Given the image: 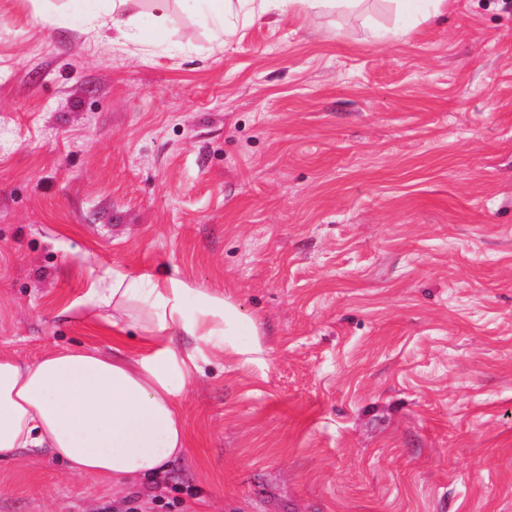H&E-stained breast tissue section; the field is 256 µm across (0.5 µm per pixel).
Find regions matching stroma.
<instances>
[{"instance_id":"stroma-1","label":"stroma","mask_w":512,"mask_h":512,"mask_svg":"<svg viewBox=\"0 0 512 512\" xmlns=\"http://www.w3.org/2000/svg\"><path fill=\"white\" fill-rule=\"evenodd\" d=\"M0 0V355L110 352L108 268L229 296L258 361L189 382L188 450L111 485L0 462V512H512V0L238 20L124 50ZM400 2L399 6L405 10L410 18L413 20H430L441 13V7L445 0H428L425 8H420L417 5L419 0H395Z\"/></svg>"}]
</instances>
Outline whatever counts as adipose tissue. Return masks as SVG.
Listing matches in <instances>:
<instances>
[{
    "label": "adipose tissue",
    "mask_w": 512,
    "mask_h": 512,
    "mask_svg": "<svg viewBox=\"0 0 512 512\" xmlns=\"http://www.w3.org/2000/svg\"><path fill=\"white\" fill-rule=\"evenodd\" d=\"M111 0L89 19L91 30L111 33L125 47L138 25L161 24L168 0ZM212 30L227 32L239 14L255 17L296 9H357L361 0H184ZM112 342L111 353L66 348L32 363L0 356V461H36L50 451L69 473L118 486L151 479L187 451L181 414L186 385L209 355L261 354L253 317L224 294L191 287L172 271L132 278L104 270L84 302ZM141 333V350L129 353V324ZM189 336L193 346L175 349Z\"/></svg>",
    "instance_id": "adipose-tissue-1"
}]
</instances>
